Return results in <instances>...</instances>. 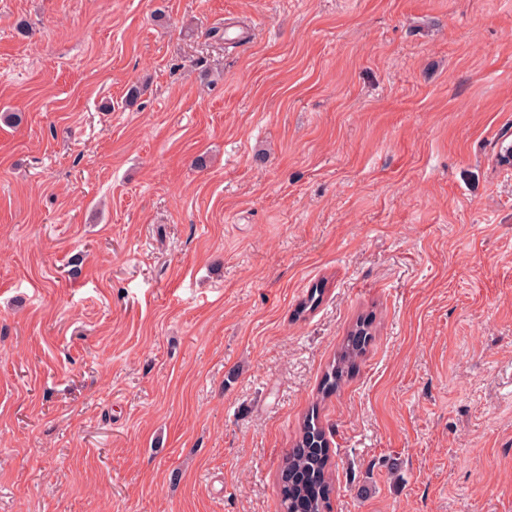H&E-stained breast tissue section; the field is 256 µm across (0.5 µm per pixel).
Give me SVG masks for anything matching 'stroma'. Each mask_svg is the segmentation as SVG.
Segmentation results:
<instances>
[{
	"mask_svg": "<svg viewBox=\"0 0 512 512\" xmlns=\"http://www.w3.org/2000/svg\"><path fill=\"white\" fill-rule=\"evenodd\" d=\"M1 112L0 512H281L312 409L512 512V0H0ZM363 330L367 332L364 333ZM367 335L368 327L364 323L355 325V328L345 339L335 360L325 374L323 391L336 390L347 380L362 350L361 344L364 343Z\"/></svg>",
	"mask_w": 512,
	"mask_h": 512,
	"instance_id": "stroma-1",
	"label": "stroma"
}]
</instances>
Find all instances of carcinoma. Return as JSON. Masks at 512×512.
<instances>
[{"label":"carcinoma","instance_id":"obj_1","mask_svg":"<svg viewBox=\"0 0 512 512\" xmlns=\"http://www.w3.org/2000/svg\"><path fill=\"white\" fill-rule=\"evenodd\" d=\"M365 329L359 323L347 336L325 374L324 390L332 391L347 380L367 338ZM278 481L283 512H329V448L316 414L305 416L298 439L285 454Z\"/></svg>","mask_w":512,"mask_h":512}]
</instances>
